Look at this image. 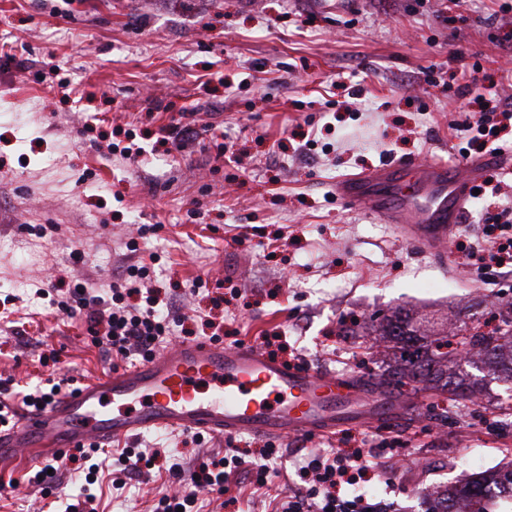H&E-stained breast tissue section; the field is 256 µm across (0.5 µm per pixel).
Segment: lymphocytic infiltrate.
<instances>
[{
	"instance_id": "1",
	"label": "lymphocytic infiltrate",
	"mask_w": 512,
	"mask_h": 512,
	"mask_svg": "<svg viewBox=\"0 0 512 512\" xmlns=\"http://www.w3.org/2000/svg\"><path fill=\"white\" fill-rule=\"evenodd\" d=\"M456 94L461 98L475 95L481 103L478 117L461 125L463 131L471 133L473 142L484 145L497 138L498 117L508 111L504 100L475 93L468 83L458 86ZM146 276V267H130L126 277L112 283L109 301L80 287L59 300L57 306L68 314L84 313L88 333L118 355L149 357L169 321L154 290L144 288ZM260 456V461L253 462L234 450L220 459L201 462L190 472L180 464H171L169 476L181 491L160 498L155 512H196L197 496L202 491L224 495L244 483L257 491L263 489L269 483V462L278 458L279 451L265 448ZM376 467L371 454L362 448L309 454L298 468L300 485H289L276 502L275 512H368L356 488Z\"/></svg>"
}]
</instances>
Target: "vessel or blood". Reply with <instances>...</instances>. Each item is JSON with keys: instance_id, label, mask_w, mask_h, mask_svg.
Masks as SVG:
<instances>
[{"instance_id": "1", "label": "vessel or blood", "mask_w": 512, "mask_h": 512, "mask_svg": "<svg viewBox=\"0 0 512 512\" xmlns=\"http://www.w3.org/2000/svg\"><path fill=\"white\" fill-rule=\"evenodd\" d=\"M481 180L478 164L430 159L349 177L336 189L427 251L461 224ZM370 398L359 384L273 359L254 343L178 342L143 363L76 382L0 430V471L159 430L288 439L364 426L374 415Z\"/></svg>"}]
</instances>
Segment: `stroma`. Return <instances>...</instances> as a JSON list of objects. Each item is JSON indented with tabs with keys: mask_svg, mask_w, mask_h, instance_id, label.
Wrapping results in <instances>:
<instances>
[{
	"mask_svg": "<svg viewBox=\"0 0 512 512\" xmlns=\"http://www.w3.org/2000/svg\"><path fill=\"white\" fill-rule=\"evenodd\" d=\"M0 399L19 405L48 378L108 374L122 357L95 346L83 315L59 311L52 288L106 295L129 266L177 308L162 347L251 343L283 332L312 369L371 386L399 359L371 337L336 338L344 322L403 310L442 324L495 323L512 306V279L466 258L483 225L512 206V168L487 166L496 191L469 200L444 247L421 251L367 208L336 195L346 175L424 158L480 162L466 99L449 93L480 63V91L512 102V0H0ZM447 62L443 81L427 82ZM335 101L329 110L327 101ZM197 107L206 124L188 149L166 153L169 113ZM134 133L138 160L108 153ZM232 155L218 150L222 142ZM482 401L429 393L365 427L290 439L270 490L243 487L237 504L198 496L199 512H271L310 452L365 441L395 512H426L421 489L448 485L471 449L488 469L512 460V383L458 361ZM270 438L233 440L148 432L124 445L160 452L121 481L106 458L54 462L44 496L31 471L0 473V512H64L93 495L96 512H153L176 491L166 464L190 469L239 448L257 457ZM16 489H9V481Z\"/></svg>",
	"mask_w": 512,
	"mask_h": 512,
	"instance_id": "35a3bbf8",
	"label": "stroma"
}]
</instances>
